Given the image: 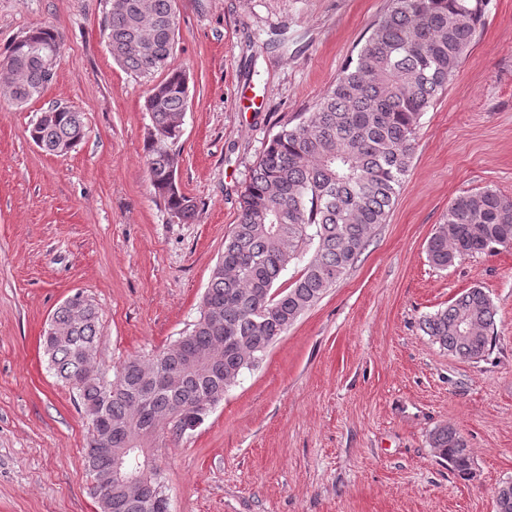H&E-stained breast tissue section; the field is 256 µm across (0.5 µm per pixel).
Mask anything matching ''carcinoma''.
<instances>
[{"label": "carcinoma", "mask_w": 512, "mask_h": 512, "mask_svg": "<svg viewBox=\"0 0 512 512\" xmlns=\"http://www.w3.org/2000/svg\"><path fill=\"white\" fill-rule=\"evenodd\" d=\"M486 0H391L385 13L313 109L267 142L240 202L238 223L211 270L199 315L181 334L198 354L186 362L176 342L108 368L98 360L99 312L94 300L73 294L82 308L63 301L53 312L61 336L42 342L48 368L76 394L89 424L84 466L100 512H168L165 503L129 501L110 478L121 462L129 476L165 483L147 449L178 439L202 424L205 404L215 408L246 371L300 316L346 274L386 223L414 158L419 120L448 88L476 41ZM178 29L174 0H112L102 27L112 58L139 76L164 74L147 97L152 121L147 172L154 194L171 216L192 219L197 203L177 185L169 144L178 139L188 104V77L172 66ZM60 50L55 32L41 27L15 41L0 59L11 76L10 98L19 105L42 96L53 81L45 54ZM44 152L62 156L84 139L83 113L55 105L29 130ZM512 246V198L492 189L455 196L427 242L430 262L446 269L465 256ZM303 267L283 279L288 269ZM494 306L481 288H470L423 320L424 332L467 361L483 359L494 337ZM224 337L220 370L204 358ZM103 442L112 457L96 455ZM460 476L472 460L460 433L444 425L430 434Z\"/></svg>", "instance_id": "1"}]
</instances>
